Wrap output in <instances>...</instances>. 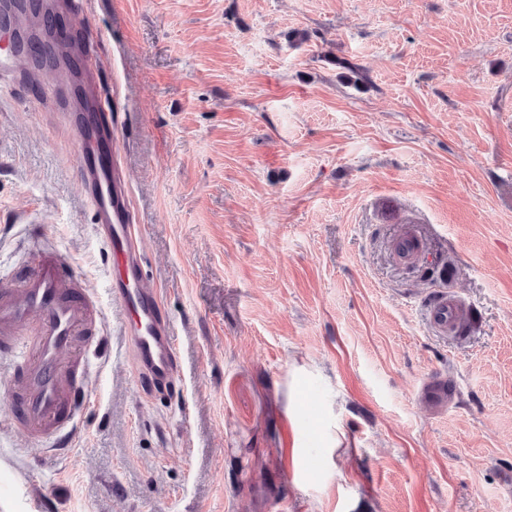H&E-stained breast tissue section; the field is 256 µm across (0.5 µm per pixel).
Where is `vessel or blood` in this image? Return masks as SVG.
<instances>
[{
    "label": "vessel or blood",
    "instance_id": "vessel-or-blood-1",
    "mask_svg": "<svg viewBox=\"0 0 512 512\" xmlns=\"http://www.w3.org/2000/svg\"><path fill=\"white\" fill-rule=\"evenodd\" d=\"M85 97L95 114L91 123L76 125L83 141L79 165L84 195L112 257V296L124 311L136 370L147 379L160 380L176 367L172 328L154 291L128 285L140 270V256L130 237L124 178L117 162L103 165L97 159L101 141L112 135V115L93 89H86ZM458 314L456 299L442 296L432 305L429 318L442 326L455 322ZM104 336L95 296L55 249H39L33 268L19 274L17 285L0 288V351L21 355L8 397L12 424L24 437L47 440L56 448L74 430L85 405L84 381ZM77 345L84 358L63 362V353Z\"/></svg>",
    "mask_w": 512,
    "mask_h": 512
}]
</instances>
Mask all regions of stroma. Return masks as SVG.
<instances>
[{
	"instance_id": "1",
	"label": "stroma",
	"mask_w": 512,
	"mask_h": 512,
	"mask_svg": "<svg viewBox=\"0 0 512 512\" xmlns=\"http://www.w3.org/2000/svg\"><path fill=\"white\" fill-rule=\"evenodd\" d=\"M74 22L177 369L135 370L52 75L0 84V283L56 248L108 344L54 455L10 428L0 358V512H512V0H83ZM439 294L465 331L429 325Z\"/></svg>"
}]
</instances>
